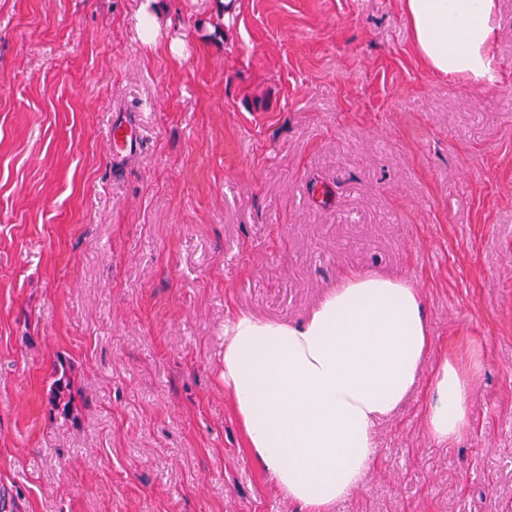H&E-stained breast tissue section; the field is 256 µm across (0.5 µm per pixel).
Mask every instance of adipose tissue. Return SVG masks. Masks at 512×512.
Returning a JSON list of instances; mask_svg holds the SVG:
<instances>
[{
    "label": "adipose tissue",
    "instance_id": "adipose-tissue-1",
    "mask_svg": "<svg viewBox=\"0 0 512 512\" xmlns=\"http://www.w3.org/2000/svg\"><path fill=\"white\" fill-rule=\"evenodd\" d=\"M415 47L433 70L490 80L496 0H403ZM432 348L418 289L372 273L343 280L301 324L238 313L224 328V392L245 446L302 512H329L376 455L374 425L417 387ZM481 344L441 358L425 404L429 435H465Z\"/></svg>",
    "mask_w": 512,
    "mask_h": 512
}]
</instances>
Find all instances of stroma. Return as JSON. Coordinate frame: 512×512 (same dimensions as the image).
Listing matches in <instances>:
<instances>
[{
    "label": "stroma",
    "instance_id": "obj_1",
    "mask_svg": "<svg viewBox=\"0 0 512 512\" xmlns=\"http://www.w3.org/2000/svg\"><path fill=\"white\" fill-rule=\"evenodd\" d=\"M160 2L150 45L139 0H0V499L300 512L244 446L224 327L374 273L419 288L433 357L486 363L466 435L416 393L333 512H512V0L482 88L423 62L402 0ZM115 158H124L140 148V137L135 124L130 120H116L107 132Z\"/></svg>",
    "mask_w": 512,
    "mask_h": 512
}]
</instances>
